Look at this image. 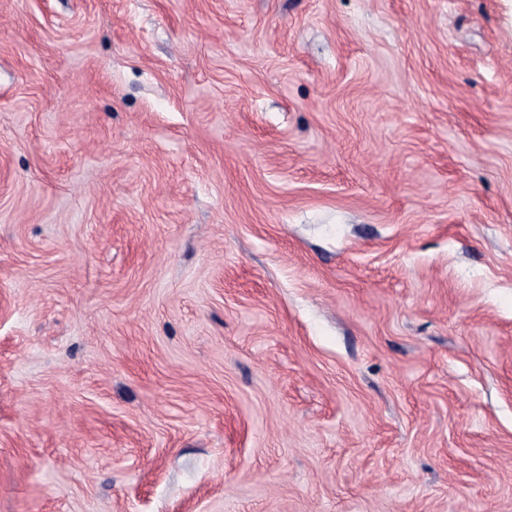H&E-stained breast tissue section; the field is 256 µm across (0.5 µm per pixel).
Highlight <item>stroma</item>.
<instances>
[{
	"mask_svg": "<svg viewBox=\"0 0 512 512\" xmlns=\"http://www.w3.org/2000/svg\"><path fill=\"white\" fill-rule=\"evenodd\" d=\"M0 512H512V0H0Z\"/></svg>",
	"mask_w": 512,
	"mask_h": 512,
	"instance_id": "stroma-1",
	"label": "stroma"
}]
</instances>
